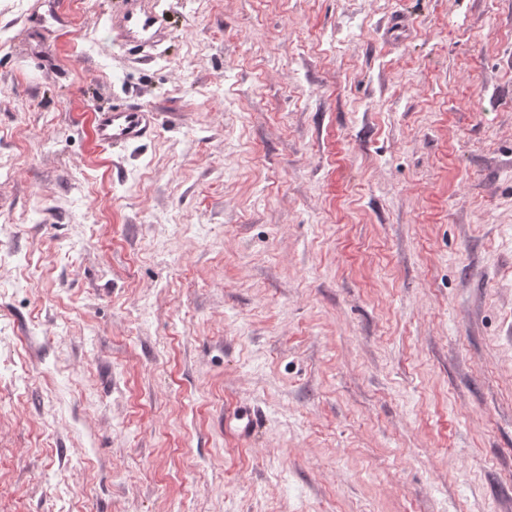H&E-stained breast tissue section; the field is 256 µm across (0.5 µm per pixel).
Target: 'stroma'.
Returning a JSON list of instances; mask_svg holds the SVG:
<instances>
[{
  "mask_svg": "<svg viewBox=\"0 0 512 512\" xmlns=\"http://www.w3.org/2000/svg\"><path fill=\"white\" fill-rule=\"evenodd\" d=\"M126 2L0 0V512H512V0ZM129 50L140 54L164 35L163 19L143 0L127 2V8L115 22ZM94 122L98 143L106 148L142 141L155 128L153 114L137 106L97 112ZM225 427L241 439L251 437L258 426V418L250 407L238 406L230 416H224Z\"/></svg>",
  "mask_w": 512,
  "mask_h": 512,
  "instance_id": "1",
  "label": "stroma"
}]
</instances>
